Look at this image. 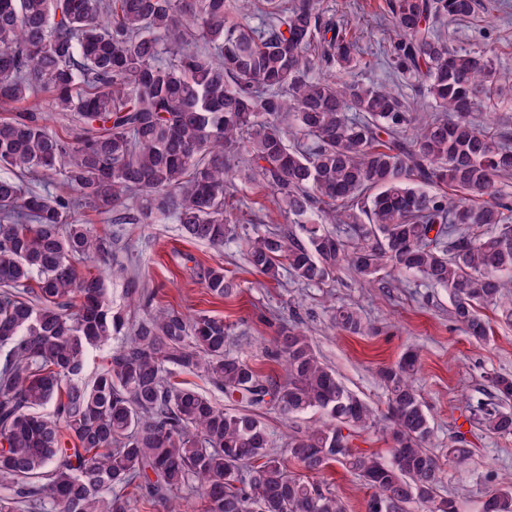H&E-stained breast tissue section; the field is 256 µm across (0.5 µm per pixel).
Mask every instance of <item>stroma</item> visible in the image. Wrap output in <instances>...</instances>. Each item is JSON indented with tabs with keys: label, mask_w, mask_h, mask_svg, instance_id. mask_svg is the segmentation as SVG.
Listing matches in <instances>:
<instances>
[{
	"label": "stroma",
	"mask_w": 512,
	"mask_h": 512,
	"mask_svg": "<svg viewBox=\"0 0 512 512\" xmlns=\"http://www.w3.org/2000/svg\"><path fill=\"white\" fill-rule=\"evenodd\" d=\"M501 2L500 11L447 21L441 30L456 49L494 42L500 68L512 72V0ZM317 5L326 14L347 15L354 26L360 62L351 79L412 95V88L385 62L384 52L394 36L384 18L385 0H317ZM225 216L229 227L245 223L258 235L289 227L268 190L257 183L239 185ZM74 218L111 239L110 263L98 266L79 259L75 265L79 272L102 275L113 308L122 311L128 323L144 314L126 294L127 283L133 280L150 297L153 308L223 317L227 353L242 357L260 375L282 378V368L270 352L282 324L293 320L344 385L381 411L386 394L378 369L396 362L406 348H415L421 362L416 385L432 427L428 446L444 471L441 494L455 497L461 512H480L485 493L512 480V437L487 433L470 414L471 405L498 401L491 377L512 375V324L502 322L499 310L482 309L492 334L488 342L478 344L454 322L447 290L428 286L413 275L400 286L396 273L385 270L371 282L344 264L319 287L290 277L274 282L247 265L244 244L233 236L224 245L212 246L188 239L176 224H116L89 208L77 211ZM217 265L234 284L232 294L221 299L210 295L201 276L204 268ZM341 305L359 309L372 333L351 336L334 328L331 315ZM258 416L278 453L290 434L305 431L320 418L315 411L286 416L270 405ZM459 441L472 450L462 468L448 460L449 448ZM323 477L343 500L346 512H366L371 491L360 480L337 464Z\"/></svg>",
	"instance_id": "35a3bbf8"
}]
</instances>
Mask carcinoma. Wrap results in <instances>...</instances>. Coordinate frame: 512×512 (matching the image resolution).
Here are the masks:
<instances>
[{"mask_svg":"<svg viewBox=\"0 0 512 512\" xmlns=\"http://www.w3.org/2000/svg\"><path fill=\"white\" fill-rule=\"evenodd\" d=\"M252 2L0 0V110L10 113L0 119V512H132L130 487L167 512H183L178 490L198 496L203 512H345L330 485L308 478L333 463L374 489L367 512H460L439 494L443 470L413 385L417 350L379 371L387 460L352 448L375 412L296 328L278 336L283 378H265L225 353L220 316L149 310L127 332L102 278L73 264L112 260L110 240L72 220L78 210L172 222L218 246L226 198L256 180L299 228L253 236L240 227L247 262L265 277L284 271L319 286L343 260L368 280L389 268L448 289L453 318L477 342L491 333L484 305H502L512 322L502 293L512 194L500 186L512 174V136L470 117L511 96L512 75L497 51L454 49L437 29L499 0H385L397 33L389 62L416 106L385 86L336 82L359 62L345 17L316 0H263L257 23L227 22ZM44 91L69 123L62 135L22 108ZM430 110L448 117L418 118ZM59 180L71 194L53 191ZM331 224L346 225L348 240ZM203 279L214 296L230 292L222 267ZM335 321L349 335L370 331L350 307ZM108 345L85 381L90 352ZM176 371L246 408L171 381ZM492 386L512 399L511 377ZM269 404L327 420L288 436L285 460L252 412ZM473 411L489 433L512 435L511 413L483 402ZM484 512H512L511 482Z\"/></svg>","mask_w":512,"mask_h":512,"instance_id":"1","label":"carcinoma"}]
</instances>
